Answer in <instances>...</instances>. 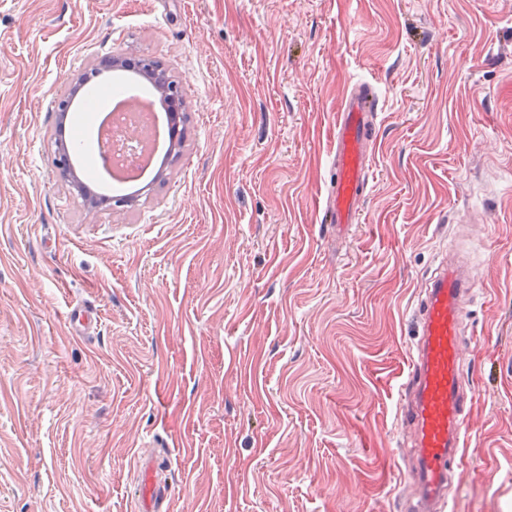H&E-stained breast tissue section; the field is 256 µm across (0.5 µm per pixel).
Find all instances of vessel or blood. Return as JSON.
Here are the masks:
<instances>
[{"label":"vessel or blood","mask_w":512,"mask_h":512,"mask_svg":"<svg viewBox=\"0 0 512 512\" xmlns=\"http://www.w3.org/2000/svg\"><path fill=\"white\" fill-rule=\"evenodd\" d=\"M378 102L364 83L351 85L344 97L332 136L325 221L344 235L355 224L371 167L374 117ZM477 273L456 255L441 258L418 301L417 340L401 386L399 422L412 438V494L405 512H449V486L461 465L464 419L475 398L473 384L462 378V306L472 296ZM138 498L148 512H165L168 490L155 480V470L141 463Z\"/></svg>","instance_id":"obj_1"}]
</instances>
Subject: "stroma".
<instances>
[{
    "label": "stroma",
    "instance_id": "obj_1",
    "mask_svg": "<svg viewBox=\"0 0 512 512\" xmlns=\"http://www.w3.org/2000/svg\"><path fill=\"white\" fill-rule=\"evenodd\" d=\"M116 54L185 93L182 146L88 213L56 94ZM380 96L358 223L323 221L350 84ZM77 169L96 115L73 103ZM464 310L455 512H512V0H0V512H400L413 313ZM96 312L88 336L68 312ZM154 475L155 466L151 468L148 463L141 462L137 472L138 499L149 512L167 511L169 508L168 490L155 481Z\"/></svg>",
    "mask_w": 512,
    "mask_h": 512
}]
</instances>
